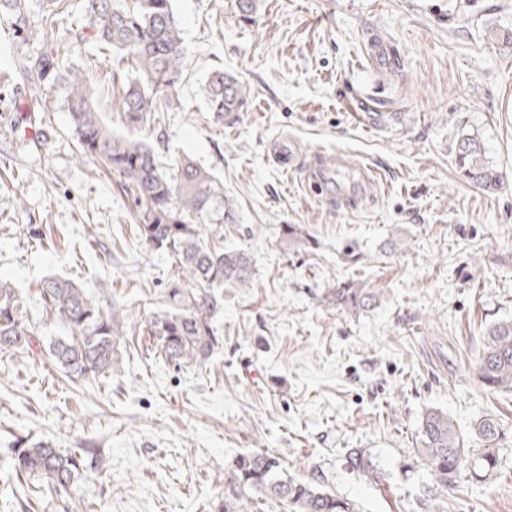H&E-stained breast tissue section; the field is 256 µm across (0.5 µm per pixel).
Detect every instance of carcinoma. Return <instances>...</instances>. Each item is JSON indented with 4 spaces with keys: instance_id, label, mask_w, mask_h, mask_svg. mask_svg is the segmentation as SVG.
Masks as SVG:
<instances>
[{
    "instance_id": "cac0c4a2",
    "label": "carcinoma",
    "mask_w": 512,
    "mask_h": 512,
    "mask_svg": "<svg viewBox=\"0 0 512 512\" xmlns=\"http://www.w3.org/2000/svg\"><path fill=\"white\" fill-rule=\"evenodd\" d=\"M70 0H46L41 49L25 58L22 68L37 89L66 79L69 112L80 145V155L100 159L118 177L130 197L136 235L151 250H165L188 275V285L172 282L169 309L148 323L147 333L165 361L181 365L204 364L222 345L214 326L221 309L220 288L243 285L251 277L250 259L241 250H224L211 242L224 238V225L235 224L237 205L224 194V183L188 157L175 159L160 170L154 150L146 143L117 135L107 127L93 103L87 78L62 71L64 42L93 43L112 52L111 86L121 94L127 127L147 123L152 113L175 102L184 75L185 49L171 0H81L84 23L60 25L69 15ZM0 11L11 19L16 33L26 26L27 0H0ZM208 111L214 120L233 121L247 103L238 79L214 72L204 87ZM458 165L463 175L485 188L498 186L497 173L481 161L476 143L461 142ZM44 310L67 335L54 339L48 353L71 381L105 377L119 363L125 316L114 307L103 308L74 282L48 278L36 284ZM330 303L344 312L367 308L374 298L350 285L332 289ZM18 289L0 279V353L34 351V333L24 315ZM476 377L485 388L512 392V321L490 324L476 364ZM503 421L493 415L478 418L465 434L448 412L429 409L415 436L418 457L433 489H456L464 480L481 481L499 471ZM351 468L374 475L365 451L349 453ZM101 474L100 461L68 453L51 442H18L11 451V473L29 475L66 492L86 472ZM277 500L288 512H357L350 500L328 490L315 478L299 480L286 473L271 453L249 452L236 458L224 498L214 512H252L257 498Z\"/></svg>"
}]
</instances>
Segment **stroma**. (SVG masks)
<instances>
[{
	"label": "stroma",
	"mask_w": 512,
	"mask_h": 512,
	"mask_svg": "<svg viewBox=\"0 0 512 512\" xmlns=\"http://www.w3.org/2000/svg\"><path fill=\"white\" fill-rule=\"evenodd\" d=\"M186 63L179 97L130 129L90 44L67 53L95 88L114 132L212 170L239 210L224 246L245 250L251 280L223 290L224 346L204 366L169 364L144 329L167 307L177 268L137 240L132 202L94 158L81 157L65 82L36 92L17 69L41 47L43 0L27 26L0 19V278L20 288L38 340L0 353V512H211L235 459L275 453L289 475L319 476L358 512H425L415 451L422 414L462 430L493 413L512 426V393L476 378L482 334L512 319V0H261L255 20L235 0H172ZM395 64L368 58L374 42ZM238 76L248 105L234 122L204 101L215 70ZM43 110L38 137L22 120ZM476 140L504 183L484 190L460 172ZM344 156L375 173L356 202L315 196L276 152ZM303 231L301 241L284 225ZM60 275L131 332L105 378L72 382L47 357L64 331L36 284ZM369 288L375 306L344 314L328 288ZM103 461L69 492L4 467L15 441ZM365 451L374 476L348 464ZM449 512H512V443L499 473L462 482Z\"/></svg>",
	"instance_id": "1"
}]
</instances>
